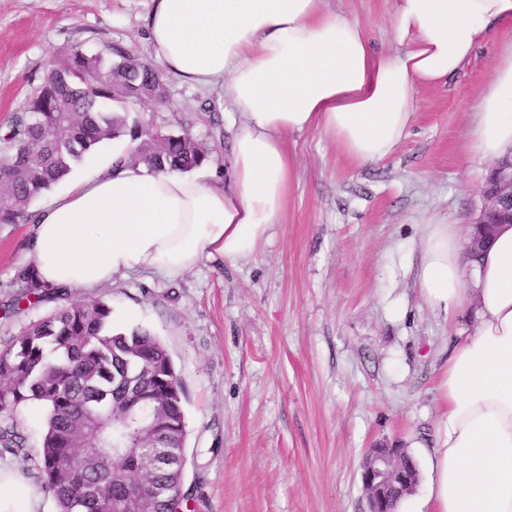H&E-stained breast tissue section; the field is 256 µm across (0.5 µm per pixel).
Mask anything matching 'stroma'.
<instances>
[{"instance_id": "stroma-1", "label": "stroma", "mask_w": 512, "mask_h": 512, "mask_svg": "<svg viewBox=\"0 0 512 512\" xmlns=\"http://www.w3.org/2000/svg\"><path fill=\"white\" fill-rule=\"evenodd\" d=\"M390 47L395 0H329ZM150 0H0V128L23 112L50 57L118 45L153 51ZM499 62L488 41L448 84L423 90L408 138L384 162L356 166L315 131L287 136L296 176L281 224L250 258L206 261L168 279L116 276L10 308L17 270L30 264V223L0 225V346L76 301L103 299L119 331L158 336L184 388L185 485L198 512H366L361 463L379 442L418 460L441 417L437 379L457 330L474 311H431L415 284L426 217L469 231L489 168L470 149L474 114ZM164 105H131L140 120L193 117V134L223 166L230 103L221 86L168 79ZM26 446L0 455L30 487L35 512H57L38 470L44 410L19 407Z\"/></svg>"}]
</instances>
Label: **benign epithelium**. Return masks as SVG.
Segmentation results:
<instances>
[{
    "label": "benign epithelium",
    "instance_id": "benign-epithelium-1",
    "mask_svg": "<svg viewBox=\"0 0 512 512\" xmlns=\"http://www.w3.org/2000/svg\"><path fill=\"white\" fill-rule=\"evenodd\" d=\"M483 210L469 244L476 252L489 242L500 224L512 223V156L497 160L490 167L486 186L482 191ZM153 458L163 463L172 459L173 452L162 435L153 436ZM404 448L380 444L369 450L362 464L361 481L366 494L367 512H389L385 509L388 496L404 489L412 480L403 465Z\"/></svg>",
    "mask_w": 512,
    "mask_h": 512
}]
</instances>
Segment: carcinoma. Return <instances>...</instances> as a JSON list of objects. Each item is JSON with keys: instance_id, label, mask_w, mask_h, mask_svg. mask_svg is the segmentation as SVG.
<instances>
[{"instance_id": "obj_1", "label": "carcinoma", "mask_w": 512, "mask_h": 512, "mask_svg": "<svg viewBox=\"0 0 512 512\" xmlns=\"http://www.w3.org/2000/svg\"><path fill=\"white\" fill-rule=\"evenodd\" d=\"M167 95L159 69L114 45L96 52L76 47L51 63L26 110L0 135V224L29 216L37 196L106 141L130 137L136 143L130 161L158 172L188 171L211 160L182 125L175 131L129 120V105L160 103ZM14 284L17 311L51 293L28 266L17 270ZM182 397L172 356L157 336L139 328L114 331L112 307L101 299L74 302L0 349V448L23 450L15 411L38 403L48 412L39 469L59 512H123L132 478L172 489L164 500H143L144 512H184L191 494L180 492L182 465L162 470L143 454L158 429L168 432L172 448L185 447ZM144 400L153 416L133 440L124 423Z\"/></svg>"}]
</instances>
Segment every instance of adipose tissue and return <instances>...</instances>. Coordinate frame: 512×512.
<instances>
[{"mask_svg": "<svg viewBox=\"0 0 512 512\" xmlns=\"http://www.w3.org/2000/svg\"><path fill=\"white\" fill-rule=\"evenodd\" d=\"M512 0H396L394 48L325 0H151L153 64L190 87L222 86L235 129L224 188L208 166L156 173L121 146L31 218L32 274L95 288L119 274L176 277L254 255L283 218L295 179L287 135L316 131L354 165L391 157L423 89L448 83L483 43L507 47L478 105L471 148L512 154ZM417 286L427 304L474 308L438 382L445 410L428 453L429 512H512V225L478 259L432 217Z\"/></svg>", "mask_w": 512, "mask_h": 512, "instance_id": "adipose-tissue-1", "label": "adipose tissue"}]
</instances>
